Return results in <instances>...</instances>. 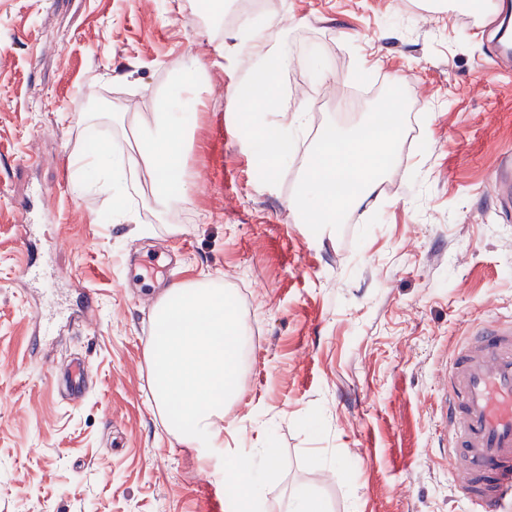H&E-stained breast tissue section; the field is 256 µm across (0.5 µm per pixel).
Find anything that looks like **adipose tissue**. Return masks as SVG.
Instances as JSON below:
<instances>
[{
  "label": "adipose tissue",
  "instance_id": "adipose-tissue-1",
  "mask_svg": "<svg viewBox=\"0 0 512 512\" xmlns=\"http://www.w3.org/2000/svg\"><path fill=\"white\" fill-rule=\"evenodd\" d=\"M237 37L266 73L257 99L246 105L240 128L256 166L270 172L284 164L280 145L287 142L292 129L301 126L302 115L288 112L283 104L286 93L270 69L271 63L282 62V55L251 21L240 24ZM197 89L192 77L173 87L170 109L154 113L146 128L140 129L136 152H129L117 138L75 150L70 157L73 180L105 193L146 180L151 184L147 203L152 209L165 213L178 208L186 201L188 188L181 145L191 115L184 106L196 103ZM397 136V123L382 126L373 117L350 133L324 134L311 153L301 191L288 200L298 222L336 223V188L341 184L351 188L349 204H365L384 173ZM273 457V449L263 448L258 459L245 458L225 467L226 512H265L263 489L272 475Z\"/></svg>",
  "mask_w": 512,
  "mask_h": 512
}]
</instances>
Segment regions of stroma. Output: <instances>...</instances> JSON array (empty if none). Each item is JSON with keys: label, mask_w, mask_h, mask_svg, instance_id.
I'll return each instance as SVG.
<instances>
[{"label": "stroma", "mask_w": 512, "mask_h": 512, "mask_svg": "<svg viewBox=\"0 0 512 512\" xmlns=\"http://www.w3.org/2000/svg\"><path fill=\"white\" fill-rule=\"evenodd\" d=\"M263 18L287 59L293 140L307 154L330 125L349 129L399 90L392 192L296 223L286 204L304 169L256 167L230 95L255 69L236 50L242 0H0V512H225L224 467L272 448L269 512L307 490L329 512H466L453 489L439 377L475 324L512 317V213L492 175L512 154V67L488 35L498 10L467 21L428 0H280ZM223 67H214L217 54ZM201 68L184 166L186 202L160 215L148 187L74 190L70 156L96 139H135L91 109L86 89L151 114ZM380 80L357 111L311 104L320 87ZM54 197L30 239L17 230ZM179 233H172L170 225ZM63 273L53 294L26 265ZM208 274L247 323L241 395L208 459L168 435L152 404L145 348L171 282ZM92 323L69 320L76 287ZM53 317L39 333L35 314ZM76 359L93 377L72 401Z\"/></svg>", "instance_id": "1"}]
</instances>
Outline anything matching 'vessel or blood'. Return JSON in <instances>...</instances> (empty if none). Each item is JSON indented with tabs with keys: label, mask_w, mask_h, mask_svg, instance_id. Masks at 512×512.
I'll use <instances>...</instances> for the list:
<instances>
[{
	"label": "vessel or blood",
	"mask_w": 512,
	"mask_h": 512,
	"mask_svg": "<svg viewBox=\"0 0 512 512\" xmlns=\"http://www.w3.org/2000/svg\"><path fill=\"white\" fill-rule=\"evenodd\" d=\"M496 193L512 200V158L494 174ZM91 375L88 362L66 370L73 396ZM443 415L453 463V484L472 512H502L512 502V319L476 326L442 376Z\"/></svg>",
	"instance_id": "b4317fda"
}]
</instances>
